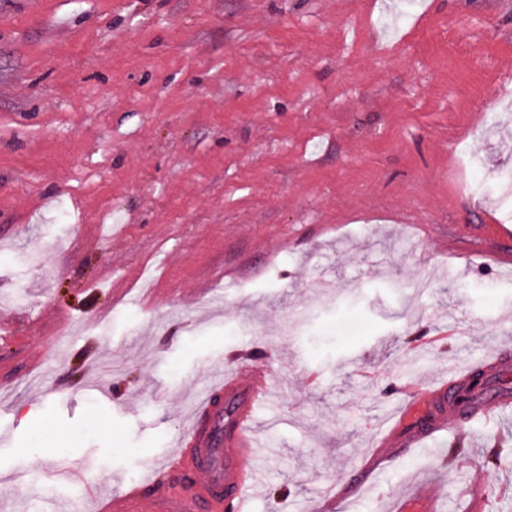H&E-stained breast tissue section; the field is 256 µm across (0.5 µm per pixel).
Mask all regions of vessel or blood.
I'll list each match as a JSON object with an SVG mask.
<instances>
[{"label": "vessel or blood", "mask_w": 512, "mask_h": 512, "mask_svg": "<svg viewBox=\"0 0 512 512\" xmlns=\"http://www.w3.org/2000/svg\"><path fill=\"white\" fill-rule=\"evenodd\" d=\"M269 392L268 372L253 367L248 380L228 370L195 399L189 424L168 459L169 479L156 475L99 495L95 512H249L254 482L250 460L255 411ZM402 414L413 417V439L436 441L448 425L464 427L473 413L459 404L455 386L442 383L429 390L410 389Z\"/></svg>", "instance_id": "1"}]
</instances>
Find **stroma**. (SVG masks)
Masks as SVG:
<instances>
[{"label":"stroma","mask_w":512,"mask_h":512,"mask_svg":"<svg viewBox=\"0 0 512 512\" xmlns=\"http://www.w3.org/2000/svg\"><path fill=\"white\" fill-rule=\"evenodd\" d=\"M507 77L512 0H0V479L36 487L25 512L160 467L194 389L254 361L250 512H512V457L482 462L512 406L451 466L404 442L371 470L403 384L512 369V269L483 259L512 228Z\"/></svg>","instance_id":"1"}]
</instances>
